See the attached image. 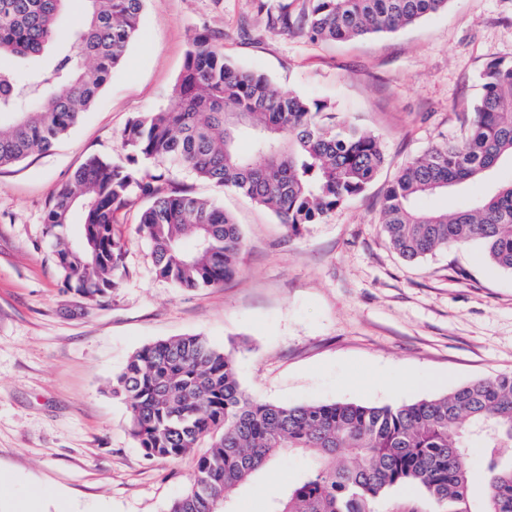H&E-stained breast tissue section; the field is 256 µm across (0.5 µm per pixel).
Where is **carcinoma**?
Segmentation results:
<instances>
[{"label":"carcinoma","mask_w":512,"mask_h":512,"mask_svg":"<svg viewBox=\"0 0 512 512\" xmlns=\"http://www.w3.org/2000/svg\"><path fill=\"white\" fill-rule=\"evenodd\" d=\"M297 19L284 6L271 25L344 40L394 32L448 0H307ZM79 19L61 26L68 4ZM145 0H0V57L29 61L24 75L0 64V166L45 153L95 104L138 36ZM464 135L408 161L381 202V224L397 253L414 261L480 242L512 271V181L452 213L419 201L461 189L512 163V63L492 61ZM251 151H239V141ZM136 157L190 170L271 209L294 234L360 195L386 162L379 139L336 116L325 102L271 87L198 36L169 107L124 130ZM148 200L137 231L157 275L193 291L237 272L245 242L234 218L210 200L169 192L163 172H140L100 156L76 169L44 218L65 283L92 306L115 286L124 242L113 231L132 196ZM78 240L68 229L75 218ZM131 434L149 459L177 460L208 437L190 487L169 512H232L236 492L285 450L313 457L271 512H374L397 487L424 493L441 512H512V373L398 406L355 402L283 406L241 389L232 354L200 335L136 351L112 379ZM482 442L488 485L471 492L469 440Z\"/></svg>","instance_id":"carcinoma-1"}]
</instances>
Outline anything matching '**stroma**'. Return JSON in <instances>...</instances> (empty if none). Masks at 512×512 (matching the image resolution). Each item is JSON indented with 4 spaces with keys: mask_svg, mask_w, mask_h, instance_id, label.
Wrapping results in <instances>:
<instances>
[{
    "mask_svg": "<svg viewBox=\"0 0 512 512\" xmlns=\"http://www.w3.org/2000/svg\"><path fill=\"white\" fill-rule=\"evenodd\" d=\"M258 0H146L142 29L82 121L44 154L0 167V512H168L197 451L146 459L112 378L145 345L187 334L230 351L251 398L282 405L413 403L512 372V271L479 243L409 262L379 221L400 167L460 138L491 61L512 62V0H449L390 34L339 43L269 27ZM282 92L324 101L376 135L386 163L360 196L291 235L268 209L173 168L169 187L213 200L245 238L220 287L185 291L156 275L138 233L145 199L115 230L118 285L85 308L56 264L44 217L92 155L146 170L123 132L166 107L193 38ZM306 459L281 454L235 497L270 512Z\"/></svg>",
    "mask_w": 512,
    "mask_h": 512,
    "instance_id": "obj_1",
    "label": "stroma"
}]
</instances>
